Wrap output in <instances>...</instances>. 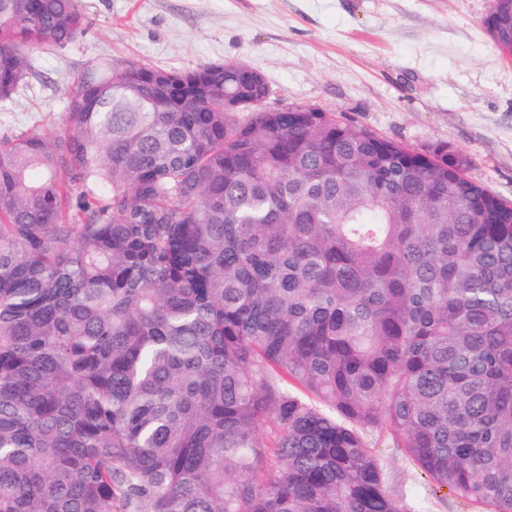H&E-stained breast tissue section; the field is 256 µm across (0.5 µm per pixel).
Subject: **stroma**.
Here are the masks:
<instances>
[{"instance_id":"35a3bbf8","label":"stroma","mask_w":512,"mask_h":512,"mask_svg":"<svg viewBox=\"0 0 512 512\" xmlns=\"http://www.w3.org/2000/svg\"><path fill=\"white\" fill-rule=\"evenodd\" d=\"M84 33L37 47L25 84L0 104V135L63 130L72 77L105 59L174 70L239 62L264 73L272 108L314 105L421 151L448 146L512 201V57L484 20L492 0H81ZM373 446L424 512H472L387 434Z\"/></svg>"}]
</instances>
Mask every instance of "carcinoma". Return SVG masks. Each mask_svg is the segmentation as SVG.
Instances as JSON below:
<instances>
[{"label": "carcinoma", "mask_w": 512, "mask_h": 512, "mask_svg": "<svg viewBox=\"0 0 512 512\" xmlns=\"http://www.w3.org/2000/svg\"><path fill=\"white\" fill-rule=\"evenodd\" d=\"M512 53V0L485 20ZM79 0H0V103ZM238 63L105 60L0 136V512H512V202ZM372 444L387 463L395 481L403 483V486L406 484L414 493L425 496L424 512H472L467 502L455 497L449 490L442 488L439 491L433 487L426 475L407 460L399 448L392 447L387 433L376 434Z\"/></svg>", "instance_id": "obj_1"}]
</instances>
